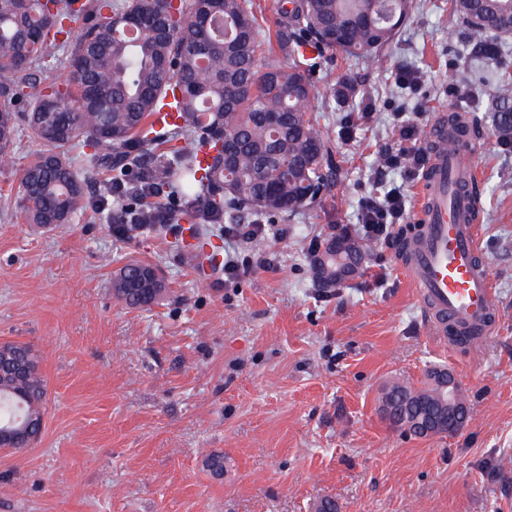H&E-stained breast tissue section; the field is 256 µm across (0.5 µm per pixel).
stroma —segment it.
<instances>
[{
    "mask_svg": "<svg viewBox=\"0 0 512 512\" xmlns=\"http://www.w3.org/2000/svg\"><path fill=\"white\" fill-rule=\"evenodd\" d=\"M448 2L417 0L414 22L376 56L327 53L311 80L335 91L313 103L329 186L288 218L264 217L247 244L184 220L127 239L108 209L25 223L20 177L44 145L19 126L0 163V342L40 352L47 411L37 443L0 449V512H315L325 498L342 512H512V148L488 112L500 65L471 51ZM402 69L418 72L414 86L398 83ZM451 104L477 131L478 231L499 308L475 347L443 345L424 323L398 264L410 221L361 243L359 272L339 288L314 283L302 248L391 187L414 208L416 180L378 169L379 157L398 117L424 129ZM196 231L222 258L274 266L225 280L221 262L192 257ZM130 261L166 284L150 307L114 295ZM434 367L466 396L467 426L429 437L391 426L383 388L422 386Z\"/></svg>",
    "mask_w": 512,
    "mask_h": 512,
    "instance_id": "35a3bbf8",
    "label": "stroma"
}]
</instances>
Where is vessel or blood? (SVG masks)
<instances>
[{
    "mask_svg": "<svg viewBox=\"0 0 512 512\" xmlns=\"http://www.w3.org/2000/svg\"><path fill=\"white\" fill-rule=\"evenodd\" d=\"M428 162L416 200L417 232L399 265L417 290L427 325L443 343L481 342L494 333L497 306L476 233L469 139H448L444 117L430 124Z\"/></svg>",
    "mask_w": 512,
    "mask_h": 512,
    "instance_id": "obj_1",
    "label": "vessel or blood"
}]
</instances>
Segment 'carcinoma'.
Here are the masks:
<instances>
[{
  "label": "carcinoma",
  "mask_w": 512,
  "mask_h": 512,
  "mask_svg": "<svg viewBox=\"0 0 512 512\" xmlns=\"http://www.w3.org/2000/svg\"><path fill=\"white\" fill-rule=\"evenodd\" d=\"M416 11V0H280L271 34L253 0H0V162L21 121L48 146L20 180L26 223L67 224L89 204L91 175L69 155L82 142L105 174L92 209L115 200L112 222L125 237L161 227L163 212L203 224L293 214L328 186L324 134L310 115L318 61L306 48L371 55ZM449 18L490 52L489 35L512 36V0H450ZM55 71L67 72L69 91L56 88ZM166 106L180 122L157 125ZM491 110L499 133L512 135V81L498 79ZM124 270L113 288L126 305L166 291L152 267ZM39 360L30 344L0 343V426L15 451L44 420ZM382 401L396 402L391 421L413 436L425 434L424 405L442 407L431 381L395 382Z\"/></svg>",
  "instance_id": "carcinoma-1"
}]
</instances>
